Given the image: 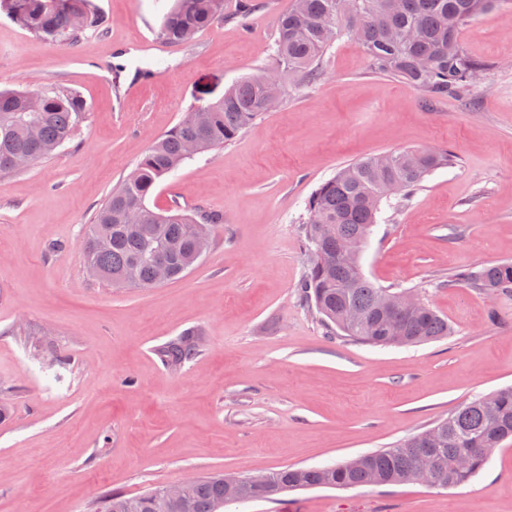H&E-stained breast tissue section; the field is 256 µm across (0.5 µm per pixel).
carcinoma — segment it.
Returning <instances> with one entry per match:
<instances>
[{"mask_svg": "<svg viewBox=\"0 0 512 512\" xmlns=\"http://www.w3.org/2000/svg\"><path fill=\"white\" fill-rule=\"evenodd\" d=\"M495 0H353L359 16L354 32L357 47L372 69L403 80L430 100L457 95L470 86L487 64L470 56L459 33L463 25L490 10ZM336 0H294L280 16L275 32V85L263 75L247 77L224 93V102L188 112L157 138L133 170L112 190L82 241L84 264L95 277L114 288H152L156 258H163L171 280L180 279L196 261V247L210 244L220 214L198 209L154 210L146 204L157 182L176 171L191 155L193 141L202 154L224 147L265 115L271 96L283 98L282 76L297 84L318 81L319 59L347 32L345 24L330 28ZM20 26L40 40L57 45L78 42L102 22L89 0H0ZM224 18V0H176L162 24L161 36L170 44L187 41ZM33 92L0 89V175L24 169L48 158L78 135L86 119L85 103L67 89L40 94L37 112L28 108ZM456 156L444 148L402 149L373 155L341 167L322 182L307 202L302 228L310 262L302 293L330 329L350 339L376 346H406L441 339L452 333L448 320L429 304L413 311L387 309L384 300L400 294L381 288L356 270L357 260L344 258L339 245L367 238L378 223L381 206L394 209L410 198L433 170L452 166ZM452 284L484 293H512V262L488 263L459 270ZM167 368H182L197 354L196 333L188 331L156 348ZM512 438V386L478 395L457 406L434 426L410 435L389 448L321 468L286 467L268 473L266 485L250 488L241 502L272 500L294 490L316 487L354 488L396 485L416 479L417 457L431 449L440 487L463 486L483 468L495 449ZM161 488L136 495L106 491L101 512H224L227 504L222 475L202 476L184 487L178 500L160 497Z\"/></svg>", "mask_w": 512, "mask_h": 512, "instance_id": "carcinoma-1", "label": "carcinoma"}]
</instances>
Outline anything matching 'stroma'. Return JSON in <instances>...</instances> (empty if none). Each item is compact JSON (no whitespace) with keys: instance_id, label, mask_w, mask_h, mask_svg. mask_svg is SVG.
I'll return each instance as SVG.
<instances>
[{"instance_id":"obj_1","label":"stroma","mask_w":512,"mask_h":512,"mask_svg":"<svg viewBox=\"0 0 512 512\" xmlns=\"http://www.w3.org/2000/svg\"><path fill=\"white\" fill-rule=\"evenodd\" d=\"M255 2L243 18L239 0H224L223 20L178 45L160 35L175 0H90L106 28L69 46L0 12V88H65L87 107L72 142L0 175V512H98L106 490L333 465L512 385V295L448 283L512 261V0L460 32L489 70L433 102L371 73L339 36L317 83L288 87L236 140L156 184L150 207L224 219L190 272L145 290L88 275L85 227L152 142L276 67V20L293 0ZM403 148H447L457 162L383 209L362 270L417 291L454 332L373 347L328 333L305 302L301 226L339 168ZM188 331L202 335L198 354L165 368L156 347ZM224 512H512V440L460 487L313 488Z\"/></svg>"}]
</instances>
